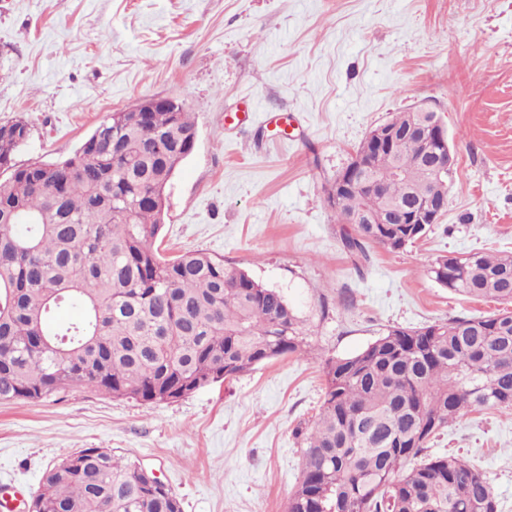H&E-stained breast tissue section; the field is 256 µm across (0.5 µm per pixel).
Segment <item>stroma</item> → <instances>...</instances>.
Wrapping results in <instances>:
<instances>
[{
	"mask_svg": "<svg viewBox=\"0 0 512 512\" xmlns=\"http://www.w3.org/2000/svg\"><path fill=\"white\" fill-rule=\"evenodd\" d=\"M157 95L198 131L167 188L160 251H205L280 291L306 350L176 402L75 386L0 403L9 512H28L44 471L84 448L140 462L183 512H286L325 359L498 308L430 267L512 253V0H0V124L30 127L17 164L73 157L111 113ZM414 106L437 113L457 156L446 211L355 267L327 189L371 129ZM427 452L468 459L512 512V411H463Z\"/></svg>",
	"mask_w": 512,
	"mask_h": 512,
	"instance_id": "obj_1",
	"label": "stroma"
}]
</instances>
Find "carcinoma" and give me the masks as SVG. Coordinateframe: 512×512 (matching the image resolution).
I'll list each match as a JSON object with an SVG mask.
<instances>
[{
  "label": "carcinoma",
  "mask_w": 512,
  "mask_h": 512,
  "mask_svg": "<svg viewBox=\"0 0 512 512\" xmlns=\"http://www.w3.org/2000/svg\"><path fill=\"white\" fill-rule=\"evenodd\" d=\"M191 113L114 112L88 138V157L17 165L28 123L0 127V402H35L73 385L142 403L174 402L266 361L299 352L304 328L283 295L207 252L167 258L154 247L165 191L191 149ZM406 137L367 176L383 195L343 197L344 250L389 251L428 224H376L392 207L442 197L454 170L426 162ZM406 172L395 178L393 167ZM440 285L512 303V255L442 256ZM82 317L60 323L61 308ZM325 392L305 438L302 480L287 512H498L490 483L456 456L425 454L429 438L465 408L512 411V311L394 327L364 350L323 364ZM63 457L42 476L43 512H182L152 472L104 448ZM423 460L410 470L404 464Z\"/></svg>",
  "instance_id": "1"
}]
</instances>
